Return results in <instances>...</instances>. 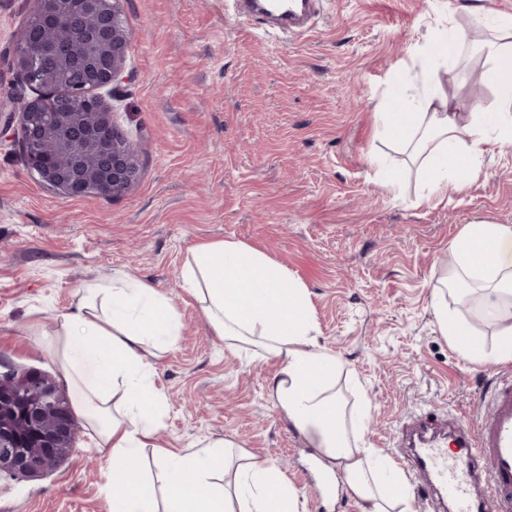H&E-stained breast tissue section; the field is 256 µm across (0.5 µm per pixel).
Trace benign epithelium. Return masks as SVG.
Segmentation results:
<instances>
[{
    "label": "benign epithelium",
    "instance_id": "7a95c632",
    "mask_svg": "<svg viewBox=\"0 0 512 512\" xmlns=\"http://www.w3.org/2000/svg\"><path fill=\"white\" fill-rule=\"evenodd\" d=\"M119 0H83L96 32L77 39L82 26L70 0H34L18 33L13 69L35 96L24 111L0 112V133L18 128L31 174L60 195L116 197L139 176L136 148L116 126L112 104L102 95L113 91L126 62V31ZM54 13L66 40L27 45L26 32L42 15ZM58 61L71 89L49 92ZM77 431L73 412L58 385L37 372L0 374V474L37 477L64 458Z\"/></svg>",
    "mask_w": 512,
    "mask_h": 512
}]
</instances>
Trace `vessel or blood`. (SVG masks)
<instances>
[{
	"label": "vessel or blood",
	"instance_id": "vessel-or-blood-1",
	"mask_svg": "<svg viewBox=\"0 0 512 512\" xmlns=\"http://www.w3.org/2000/svg\"><path fill=\"white\" fill-rule=\"evenodd\" d=\"M234 17L262 13L274 32L308 31L303 14L314 0H231ZM403 460L426 512H512V374L497 375L489 411L478 426L437 416L416 422Z\"/></svg>",
	"mask_w": 512,
	"mask_h": 512
}]
</instances>
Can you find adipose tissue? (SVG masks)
<instances>
[{"label":"adipose tissue","instance_id":"ef3b65f1","mask_svg":"<svg viewBox=\"0 0 512 512\" xmlns=\"http://www.w3.org/2000/svg\"><path fill=\"white\" fill-rule=\"evenodd\" d=\"M465 11L476 25L495 30L485 41V79L496 89L493 109L459 112L453 98L434 85L418 94L395 88L397 98L412 100L417 111L410 127L385 122L383 134L399 133L427 175V197H447L485 152L489 127L512 126V16L489 21L481 0ZM471 128V142L457 148L460 125ZM457 271L482 288L480 303L501 321L492 349L476 339L471 325L448 306L446 281L433 290L432 306L443 335L459 353L482 363L512 361V225L469 224L451 246ZM183 288L201 304L213 335L231 348L259 347L275 359L270 395L289 423L319 448L326 469L345 474V490L358 512H413L402 474L381 484L373 449L359 447L348 435L345 411L333 382L341 359L315 344L309 291L265 254L235 241L205 243L194 249L183 269ZM93 299H80L63 325L56 359L78 408L99 429L101 447L111 449L109 485L122 486L111 512H160L151 484L136 479L140 454L158 432L163 397L151 380L156 350L171 347L180 333L174 306L152 285L113 279ZM161 512H300L293 488L268 461L252 456L231 464L221 443L192 455L165 450ZM233 469L232 488L214 489L216 470Z\"/></svg>","mask_w":512,"mask_h":512}]
</instances>
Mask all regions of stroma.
Wrapping results in <instances>:
<instances>
[{"mask_svg":"<svg viewBox=\"0 0 512 512\" xmlns=\"http://www.w3.org/2000/svg\"><path fill=\"white\" fill-rule=\"evenodd\" d=\"M463 0H323L310 31L257 36L224 0H121L125 80L113 118L137 147L139 177L117 197L65 198L29 173L16 135L0 136V365L62 373L52 343L85 288L119 274L157 288L182 332L154 357L164 417L139 476L158 481L159 447L177 454L229 439L268 459L301 512H358L324 485L315 448L269 393L278 365L213 336L182 287L192 250L232 240L265 253L309 291L316 343L343 362L336 379L359 444L398 456L400 429L429 413L476 421L497 364L462 357L431 307L453 275L469 224H512V145L465 170L448 198L424 200L425 175L383 113L429 45L471 21ZM33 0H0V106L23 90L11 65ZM480 41L443 49L431 73L459 111L492 107ZM73 448L31 479L0 476V512H109L111 461L87 419Z\"/></svg>","mask_w":512,"mask_h":512,"instance_id":"stroma-1","label":"stroma"}]
</instances>
